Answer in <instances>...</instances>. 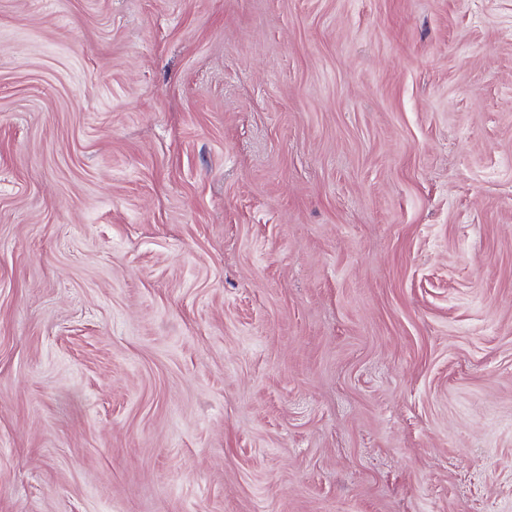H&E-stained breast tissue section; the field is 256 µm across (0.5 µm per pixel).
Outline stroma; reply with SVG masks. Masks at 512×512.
<instances>
[{"label":"stroma","mask_w":512,"mask_h":512,"mask_svg":"<svg viewBox=\"0 0 512 512\" xmlns=\"http://www.w3.org/2000/svg\"><path fill=\"white\" fill-rule=\"evenodd\" d=\"M0 512H512V0H0Z\"/></svg>","instance_id":"stroma-1"}]
</instances>
